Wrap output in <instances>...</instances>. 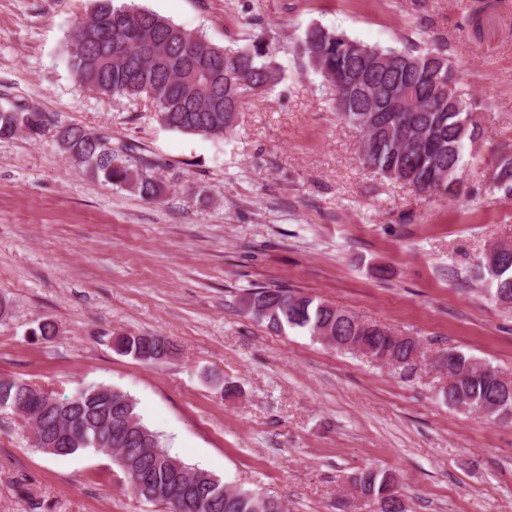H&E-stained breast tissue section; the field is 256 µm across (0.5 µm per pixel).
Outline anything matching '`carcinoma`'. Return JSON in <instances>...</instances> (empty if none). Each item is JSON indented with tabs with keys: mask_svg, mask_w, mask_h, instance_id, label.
<instances>
[{
	"mask_svg": "<svg viewBox=\"0 0 512 512\" xmlns=\"http://www.w3.org/2000/svg\"><path fill=\"white\" fill-rule=\"evenodd\" d=\"M81 43H67L69 61L79 83L106 96L145 97L168 127L209 137L230 133L246 99L281 81L274 49L263 35L252 44L226 49L203 35L132 4L98 0L78 22ZM307 67L333 88V108L344 123L365 132L360 142L363 166L382 177L427 195L455 196L465 150L474 147L477 124L471 112H457L453 94L461 90L463 69L438 46L381 49L319 25L310 26L297 44ZM48 116L36 110H0V139L20 133L37 139L49 131ZM64 149L91 177L126 187L149 201L164 198L166 184L154 174L156 164L142 158L129 163L127 146L79 126H64ZM489 189L512 197V156L497 161ZM478 274L488 281L491 297L512 298V248L504 245L482 260ZM241 306L249 315L280 333L305 329L328 336L337 347L359 344L374 356L403 362L419 343L397 340L373 323L360 330L356 315L315 297L276 286L248 292ZM122 355L151 365L168 356L170 345L156 336L113 339ZM448 404L482 410L496 421L512 409V389L498 372L459 352L450 364ZM32 385L12 377L0 382V411L10 410L22 423L37 420L34 448L54 456L92 449L109 457L128 479L139 499L160 502L170 512H283L277 497L226 486L211 472L171 455L160 435L137 412L136 402L108 386L91 387L70 398L48 394L43 404L29 397ZM71 427L76 435L65 448L52 447L53 435ZM361 493L395 512L400 499L392 474L363 470L354 476Z\"/></svg>",
	"mask_w": 512,
	"mask_h": 512,
	"instance_id": "1",
	"label": "carcinoma"
}]
</instances>
